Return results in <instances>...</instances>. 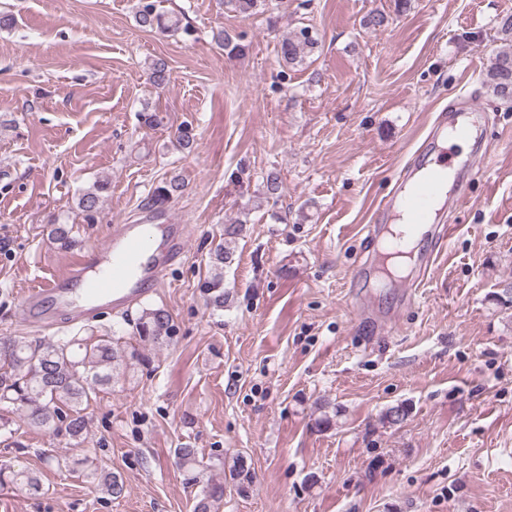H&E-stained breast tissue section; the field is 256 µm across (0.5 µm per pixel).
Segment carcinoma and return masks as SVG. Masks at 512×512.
<instances>
[{"label": "carcinoma", "instance_id": "carcinoma-1", "mask_svg": "<svg viewBox=\"0 0 512 512\" xmlns=\"http://www.w3.org/2000/svg\"><path fill=\"white\" fill-rule=\"evenodd\" d=\"M232 9L242 14H255L265 0H225ZM136 19L143 29H157L163 33L188 31L189 25L168 17L157 8V0H138ZM219 47L231 54L241 53L245 47L233 41L224 30L213 34ZM319 47L318 38L308 27H302L285 36L280 45L282 62L297 66L313 56ZM485 83L492 93L505 101H512V46L499 50L485 75ZM110 187L107 180L97 182L78 200L79 209L90 218L102 203L103 193ZM179 185L166 183L155 188L148 205L164 206L169 203ZM72 228L67 224L51 225L50 235L66 248L72 242ZM133 339L136 344L121 345L105 336H61L55 340L31 343L16 337H0V405L8 404L21 411L28 423L53 429L67 441L77 440L84 434L86 423L83 404L89 402L96 390L112 383L113 370L121 362L144 365L146 347H156L173 339L171 315L161 307L145 308L134 323ZM409 414L404 404H397L381 412L379 421L385 426L401 423ZM177 463L188 472L200 467L193 448H176ZM47 466L65 467L74 472L84 467L104 493L120 497L124 484L119 475L100 470L87 458L69 460L53 453H43ZM229 476L238 483L252 479L250 467L243 457L237 456L229 467ZM9 486L25 487L38 492L42 484L38 473L27 468L0 466V489ZM224 501V483L210 481L196 495L194 512H215Z\"/></svg>", "mask_w": 512, "mask_h": 512}]
</instances>
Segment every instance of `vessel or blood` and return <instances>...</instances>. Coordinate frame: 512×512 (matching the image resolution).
Listing matches in <instances>:
<instances>
[{
    "instance_id": "obj_1",
    "label": "vessel or blood",
    "mask_w": 512,
    "mask_h": 512,
    "mask_svg": "<svg viewBox=\"0 0 512 512\" xmlns=\"http://www.w3.org/2000/svg\"><path fill=\"white\" fill-rule=\"evenodd\" d=\"M482 127L483 114L472 101H461L454 110L440 113L422 150L380 203V215L386 219L406 216L412 237L444 239L451 227L438 221L439 201L445 198L459 204L466 190L450 185L441 144L450 136L479 139ZM151 219L147 229L139 224L112 226L99 250L106 264L101 274L90 275L88 259L79 256L64 277L29 289L20 302L25 323L44 333L109 311L127 310L154 293L184 255L187 227L170 223L164 210L154 212Z\"/></svg>"
}]
</instances>
